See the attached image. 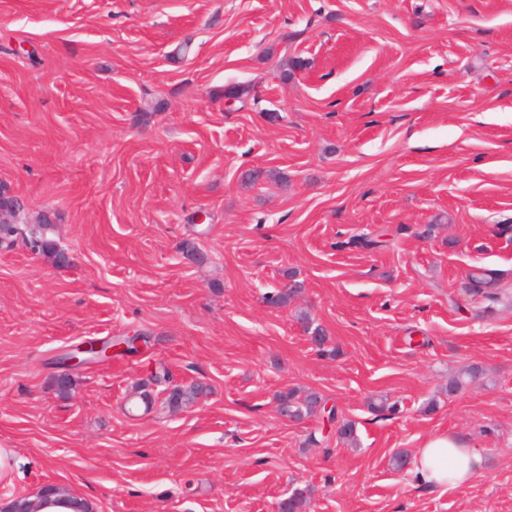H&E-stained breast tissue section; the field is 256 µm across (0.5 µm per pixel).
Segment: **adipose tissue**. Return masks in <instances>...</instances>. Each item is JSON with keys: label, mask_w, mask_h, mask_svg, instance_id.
I'll return each mask as SVG.
<instances>
[{"label": "adipose tissue", "mask_w": 512, "mask_h": 512, "mask_svg": "<svg viewBox=\"0 0 512 512\" xmlns=\"http://www.w3.org/2000/svg\"><path fill=\"white\" fill-rule=\"evenodd\" d=\"M481 456L460 437L434 434L428 437L413 457V480L429 488H464L481 470Z\"/></svg>", "instance_id": "1"}]
</instances>
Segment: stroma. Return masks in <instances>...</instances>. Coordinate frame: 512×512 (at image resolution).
I'll return each instance as SVG.
<instances>
[{"instance_id": "1", "label": "stroma", "mask_w": 512, "mask_h": 512, "mask_svg": "<svg viewBox=\"0 0 512 512\" xmlns=\"http://www.w3.org/2000/svg\"><path fill=\"white\" fill-rule=\"evenodd\" d=\"M252 168L286 180L246 184ZM0 182L55 215L72 259L0 248V495L512 512V0H0ZM358 235L387 246L341 248ZM481 269L497 299L464 290ZM137 332L139 354L57 392L60 355ZM161 364L210 392L145 410L133 391ZM469 365L483 378L449 392ZM291 388L336 421L280 418ZM437 432L482 455L468 487L394 467Z\"/></svg>"}]
</instances>
